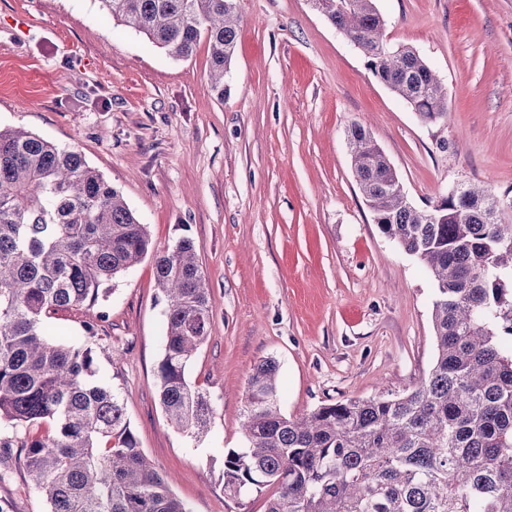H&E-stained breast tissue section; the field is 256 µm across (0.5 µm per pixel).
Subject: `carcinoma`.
Returning <instances> with one entry per match:
<instances>
[{
  "instance_id": "carcinoma-1",
  "label": "carcinoma",
  "mask_w": 512,
  "mask_h": 512,
  "mask_svg": "<svg viewBox=\"0 0 512 512\" xmlns=\"http://www.w3.org/2000/svg\"><path fill=\"white\" fill-rule=\"evenodd\" d=\"M116 24L174 59L210 50L224 95L237 0H98ZM369 70L428 124L448 96L416 50L391 47L376 0H310ZM353 172L374 222L425 266L436 287L428 378L391 398L322 404L295 419L278 407L274 360L253 368L239 429L224 453V496L273 488L266 512H512V224L504 199L471 184L447 209L417 208L371 133L348 132ZM151 249L147 225L81 152L0 127V448H19L49 512H188L139 448L119 395L96 380L84 341L50 339L59 308L93 306ZM166 302L159 398L177 428L207 432L210 395L186 379L212 306L193 241L154 257Z\"/></svg>"
}]
</instances>
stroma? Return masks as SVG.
Masks as SVG:
<instances>
[{
  "label": "stroma",
  "instance_id": "35a3bbf8",
  "mask_svg": "<svg viewBox=\"0 0 512 512\" xmlns=\"http://www.w3.org/2000/svg\"><path fill=\"white\" fill-rule=\"evenodd\" d=\"M392 46L416 49L448 89L428 125L381 84L308 0H238L224 90L207 44L176 60L114 25L97 0H0V126L78 149L149 227L154 251L191 238L212 305L187 379L215 411L193 438L167 419L157 367L165 303L152 257L107 300L63 309L54 335L97 326V376L116 391L138 444L190 512H265L266 493L224 495L228 449L254 366L278 364L290 418L388 397L427 378L434 284L373 221L347 131L369 130L409 200L456 184L512 195V0H377ZM452 149L436 147L440 139ZM8 512H48L19 455L0 468Z\"/></svg>",
  "mask_w": 512,
  "mask_h": 512
}]
</instances>
